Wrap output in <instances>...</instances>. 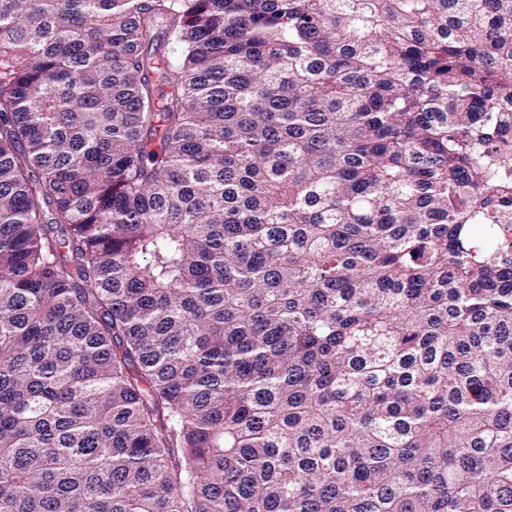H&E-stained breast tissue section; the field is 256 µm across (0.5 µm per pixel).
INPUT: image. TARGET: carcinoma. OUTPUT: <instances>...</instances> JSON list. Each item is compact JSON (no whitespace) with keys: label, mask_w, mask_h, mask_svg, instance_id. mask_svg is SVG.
I'll use <instances>...</instances> for the list:
<instances>
[{"label":"carcinoma","mask_w":512,"mask_h":512,"mask_svg":"<svg viewBox=\"0 0 512 512\" xmlns=\"http://www.w3.org/2000/svg\"><path fill=\"white\" fill-rule=\"evenodd\" d=\"M511 130L512 0H0V512H512Z\"/></svg>","instance_id":"1"}]
</instances>
